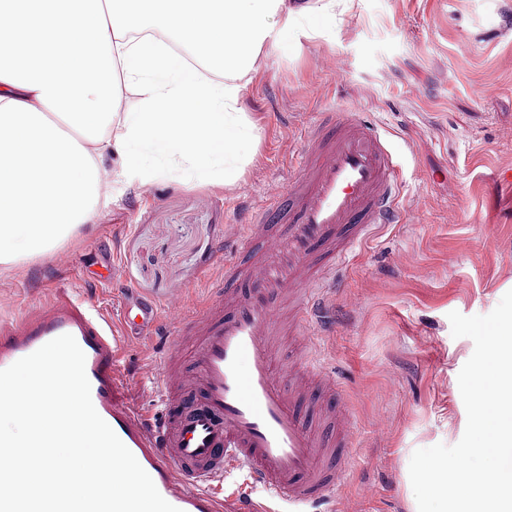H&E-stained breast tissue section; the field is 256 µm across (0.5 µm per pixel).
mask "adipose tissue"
I'll use <instances>...</instances> for the list:
<instances>
[{
	"label": "adipose tissue",
	"instance_id": "obj_1",
	"mask_svg": "<svg viewBox=\"0 0 512 512\" xmlns=\"http://www.w3.org/2000/svg\"><path fill=\"white\" fill-rule=\"evenodd\" d=\"M335 14L336 0H0V274L92 223L113 178L145 186L179 158L237 181L262 44L315 37ZM121 83L137 111L116 112Z\"/></svg>",
	"mask_w": 512,
	"mask_h": 512
}]
</instances>
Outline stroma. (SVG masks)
Segmentation results:
<instances>
[{
    "label": "stroma",
    "mask_w": 512,
    "mask_h": 512,
    "mask_svg": "<svg viewBox=\"0 0 512 512\" xmlns=\"http://www.w3.org/2000/svg\"><path fill=\"white\" fill-rule=\"evenodd\" d=\"M315 38L262 46L240 106L258 129L240 179L224 186L163 163L141 187L115 179L111 203L24 273L0 277V320L67 291L122 334L126 308L156 303V325L126 341L118 399L159 418L172 318L224 276L227 224L285 176L313 113L360 109L393 154L408 207L338 273L318 357L306 335L274 339L280 370L318 362L348 394L356 512H415L413 452L462 437L458 374L474 350L450 312L485 315L512 290V0H352ZM338 59L341 73L322 62Z\"/></svg>",
    "instance_id": "1"
}]
</instances>
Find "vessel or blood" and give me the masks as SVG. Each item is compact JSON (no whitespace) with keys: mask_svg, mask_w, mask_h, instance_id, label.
I'll list each match as a JSON object with an SVG mask.
<instances>
[{"mask_svg":"<svg viewBox=\"0 0 512 512\" xmlns=\"http://www.w3.org/2000/svg\"><path fill=\"white\" fill-rule=\"evenodd\" d=\"M404 214L393 155L378 129L354 108L317 113L287 185L234 225L223 279L211 284L202 309L181 320L166 386H189V402L167 398L157 421L119 403L114 369L124 340L66 293L0 321V369L59 335L74 336L97 412L180 512H273L276 502L289 512H342L339 491L355 451L348 438L316 434L301 408L303 395L316 407L335 395L336 377L307 370L282 381L273 338L288 311L300 330L318 335L329 305L315 265L335 273L372 227ZM188 343L189 376L176 366ZM234 472L264 491L266 502L225 494L223 480Z\"/></svg>","mask_w":512,"mask_h":512,"instance_id":"1","label":"vessel or blood"}]
</instances>
